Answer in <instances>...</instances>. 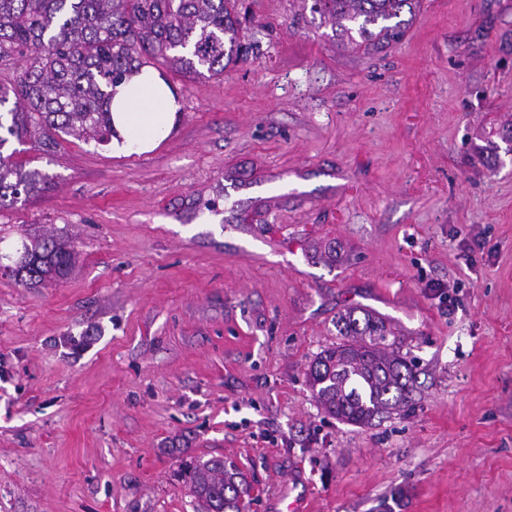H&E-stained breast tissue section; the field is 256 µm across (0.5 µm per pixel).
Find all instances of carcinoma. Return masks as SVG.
Here are the masks:
<instances>
[{
  "mask_svg": "<svg viewBox=\"0 0 512 512\" xmlns=\"http://www.w3.org/2000/svg\"><path fill=\"white\" fill-rule=\"evenodd\" d=\"M342 41L366 54L399 40L403 10L418 0H303ZM236 0H0V62L19 55L20 73L0 80V209L41 189L48 175L4 154L7 144L40 134L48 154L56 136L104 143L112 137L109 88L153 60L178 72L224 74L238 60ZM73 252L52 236L25 248L9 270L36 286L67 276ZM349 310L340 319L344 341L320 352L308 379L323 411L366 426L407 403L412 372L390 339L384 318ZM202 512H242L252 486L224 457L181 464Z\"/></svg>",
  "mask_w": 512,
  "mask_h": 512,
  "instance_id": "carcinoma-1",
  "label": "carcinoma"
}]
</instances>
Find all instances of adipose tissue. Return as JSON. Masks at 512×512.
<instances>
[{
    "label": "adipose tissue",
    "instance_id": "obj_1",
    "mask_svg": "<svg viewBox=\"0 0 512 512\" xmlns=\"http://www.w3.org/2000/svg\"><path fill=\"white\" fill-rule=\"evenodd\" d=\"M111 92L113 155L152 152L175 130L182 104L157 68L129 73Z\"/></svg>",
    "mask_w": 512,
    "mask_h": 512
}]
</instances>
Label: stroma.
<instances>
[{"label": "stroma", "mask_w": 512, "mask_h": 512, "mask_svg": "<svg viewBox=\"0 0 512 512\" xmlns=\"http://www.w3.org/2000/svg\"><path fill=\"white\" fill-rule=\"evenodd\" d=\"M250 52L166 70L149 154L17 144L70 274L0 275V512H196L177 449L233 460L251 512H512V0H421L366 55L302 0H243ZM352 308L384 317L408 407L351 425L307 372Z\"/></svg>", "instance_id": "stroma-1"}]
</instances>
